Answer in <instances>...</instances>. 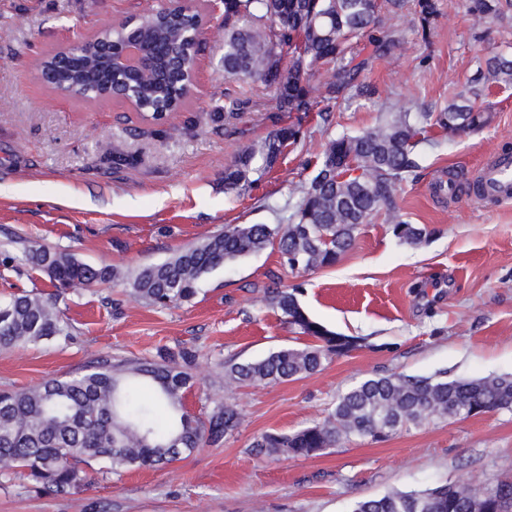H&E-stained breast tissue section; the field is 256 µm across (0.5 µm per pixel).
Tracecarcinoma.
Returning <instances> with one entry per match:
<instances>
[{
  "label": "carcinoma",
  "instance_id": "carcinoma-1",
  "mask_svg": "<svg viewBox=\"0 0 512 512\" xmlns=\"http://www.w3.org/2000/svg\"><path fill=\"white\" fill-rule=\"evenodd\" d=\"M473 12L485 20L503 15V0H473ZM422 38L439 15L437 0H415ZM199 24V12L169 5L133 18L112 32L114 47L128 35L156 53L150 73L109 69L90 48L66 69L48 74L53 88L127 89L142 113L176 108L185 94L177 65L196 55L200 42L185 39ZM372 46L371 56L401 52L398 30L380 15L378 0H224V74L232 79L259 78L273 88L280 112H311L323 120L341 101L370 100L376 88L358 82L367 61L353 63V40ZM288 59V74L282 72ZM478 96L492 84L512 85V57L488 55L472 79ZM252 100L224 93L216 119L228 124L251 107ZM489 113L468 99L442 111L395 108L376 125L328 139L302 187L288 224H226L224 230L188 246L157 264L133 272L96 267L64 251L29 248L25 264L47 273L60 290L121 282L130 295L154 307L188 302L212 271L277 248L283 265L309 272L336 264L355 243L360 226L383 210L397 209L394 192L418 168L415 148L427 129L476 132ZM304 137L299 125L282 126L258 144L244 148L224 168V192L240 194L260 182L291 145ZM393 232L417 246L425 228L393 217ZM299 288L273 284L268 304L295 333L312 339L302 347H281L262 359L227 362L230 384H275L320 371L334 357L354 350L358 339L313 321L303 308ZM58 298L29 291L0 302V348L43 341L68 343L71 331L57 308ZM195 351L184 347L158 361L100 359L84 371L47 379L24 391H0V478L21 470L42 491L66 492L88 479L86 468L104 461L112 471L157 468L204 446H219L241 425L236 405L217 402L203 418L186 408L187 393L197 384ZM512 409V375L446 380L391 374L367 378L338 396L323 420L291 434L263 433L251 444L256 453L283 458L316 456L353 439L386 441L398 431L429 418L466 419L479 413ZM351 512H475L465 487L441 485L422 492H391L354 503Z\"/></svg>",
  "mask_w": 512,
  "mask_h": 512
}]
</instances>
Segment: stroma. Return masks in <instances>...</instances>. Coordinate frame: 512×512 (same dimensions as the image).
<instances>
[{"label": "stroma", "instance_id": "1", "mask_svg": "<svg viewBox=\"0 0 512 512\" xmlns=\"http://www.w3.org/2000/svg\"><path fill=\"white\" fill-rule=\"evenodd\" d=\"M168 0H0V256L30 245L71 252L126 271L162 262L227 224L287 223L299 189L328 138L376 123L378 102L337 104L320 112H279L261 81L229 79L222 10L209 16L197 56L195 92L162 122L127 103L59 94L37 76L48 55ZM470 0H439L429 38L414 21L413 0L381 15L399 24L404 54L374 61L361 75L380 100L440 112L467 95L492 52L512 55V7L500 21H478ZM231 92L252 108L224 131L210 119ZM490 123L474 134L439 127L416 149L419 169L396 193L401 219L425 226L419 246L401 243L393 221L363 225L335 266L295 273L275 248L202 279L191 301L156 308L122 285L59 294L69 343L0 349V390L65 377L101 358L154 359L183 347L197 352L196 415L232 402L239 429L217 447L181 455L158 469L111 474L90 468L91 482L62 494L32 488L23 473L0 479V512H350L369 496L470 480L512 477V411L463 420L436 419L389 440L346 442L309 458L256 455L264 432L291 433L324 418L338 394L393 373L448 379L512 374V203L481 200L472 188L492 155L512 146V86L478 98ZM304 140L288 149L252 191H224V169L244 147L286 125ZM134 157L103 162V150ZM299 286L310 317L360 345L319 372L279 384L228 386L226 361L259 359L295 344L296 335L265 300L272 282ZM56 292L46 273L0 265V298Z\"/></svg>", "mask_w": 512, "mask_h": 512}]
</instances>
